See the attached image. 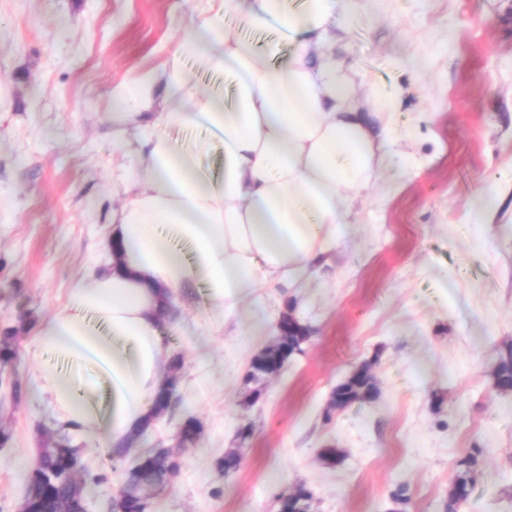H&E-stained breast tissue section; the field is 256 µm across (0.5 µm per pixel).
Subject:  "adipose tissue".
Returning a JSON list of instances; mask_svg holds the SVG:
<instances>
[{
	"instance_id": "adipose-tissue-1",
	"label": "adipose tissue",
	"mask_w": 512,
	"mask_h": 512,
	"mask_svg": "<svg viewBox=\"0 0 512 512\" xmlns=\"http://www.w3.org/2000/svg\"><path fill=\"white\" fill-rule=\"evenodd\" d=\"M358 0H200L168 73L179 107L158 113L134 149L146 165L112 213L117 262L72 284L64 305L34 327L47 363L39 385L55 411L94 442L124 443L149 417L169 359L159 325L173 295L202 288L210 328L249 314L259 287L292 288L335 250L354 201L385 162L384 143L356 103L357 90L336 56V13ZM255 27L277 23L290 42L287 61L261 60L224 30L222 16ZM190 56L232 73V98L220 105L190 87ZM152 105V82L118 90L119 131ZM206 125L224 144L218 179L168 127Z\"/></svg>"
}]
</instances>
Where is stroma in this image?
Wrapping results in <instances>:
<instances>
[{"instance_id":"35a3bbf8","label":"stroma","mask_w":512,"mask_h":512,"mask_svg":"<svg viewBox=\"0 0 512 512\" xmlns=\"http://www.w3.org/2000/svg\"><path fill=\"white\" fill-rule=\"evenodd\" d=\"M195 6L0 0V329L17 330V356L0 365V512H21L39 448L65 428L37 382L33 327L110 259L123 197L112 170L130 160L112 95L149 75L163 111L164 72ZM336 33L351 80L375 81L397 104L385 168L331 261L300 287L258 289L255 314L220 331L200 290L178 296L160 330L183 358L180 403L122 459L71 433L88 512H110L136 455L176 446L188 417L202 432L146 512H277L300 483L313 512H389L400 485L409 512H442L474 447L482 473L460 512H512V394L491 377L512 346V0H360ZM168 134L220 174L222 146L206 130ZM481 190L493 203L478 212ZM291 304L309 333L301 353L247 383L275 335L267 313ZM365 363L376 399L328 411L333 388ZM235 448L240 467L221 475L216 461Z\"/></svg>"}]
</instances>
